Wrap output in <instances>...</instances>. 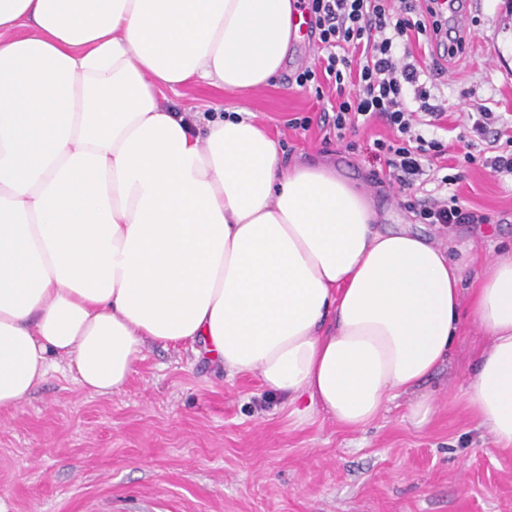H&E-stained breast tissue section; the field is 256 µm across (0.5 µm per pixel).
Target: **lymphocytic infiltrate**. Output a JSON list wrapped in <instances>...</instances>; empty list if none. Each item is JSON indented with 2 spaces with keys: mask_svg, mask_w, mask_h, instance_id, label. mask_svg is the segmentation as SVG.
Returning a JSON list of instances; mask_svg holds the SVG:
<instances>
[{
  "mask_svg": "<svg viewBox=\"0 0 512 512\" xmlns=\"http://www.w3.org/2000/svg\"><path fill=\"white\" fill-rule=\"evenodd\" d=\"M300 9L310 18V33L322 54L319 66L299 71L295 81L318 89L334 85L336 102L319 117L327 136L354 150L358 144L349 135L357 124L382 121L391 137L374 139L366 150L385 180L402 191L412 188L428 169L447 159L448 145L423 134L444 109L431 103L430 93L419 83L412 52L401 49V39L413 34L440 42L444 58L451 59L469 34L453 32L441 0H300ZM469 118L472 138L466 161L481 160L496 176L512 177V131L491 132L496 117L483 106ZM407 206L425 224L490 221L455 196L442 200L429 195Z\"/></svg>",
  "mask_w": 512,
  "mask_h": 512,
  "instance_id": "1",
  "label": "lymphocytic infiltrate"
}]
</instances>
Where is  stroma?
<instances>
[{
    "instance_id": "obj_1",
    "label": "stroma",
    "mask_w": 512,
    "mask_h": 512,
    "mask_svg": "<svg viewBox=\"0 0 512 512\" xmlns=\"http://www.w3.org/2000/svg\"><path fill=\"white\" fill-rule=\"evenodd\" d=\"M466 8L473 37L445 74L430 71L435 44L413 49L420 84L447 107L452 139L479 103L512 124V0ZM318 54L313 38H301L273 84L237 92L197 83L168 94V105L251 112L286 159L332 165L372 199L383 227L406 224L440 243L474 282L512 249V179L456 155L462 180L447 191L489 223H419L402 192L372 181L362 146L385 134L383 125L361 130L357 150L325 140L319 127H293L327 104L294 80ZM485 343L463 323L449 361L422 386L435 406L421 429L405 418V396L358 429L321 412L298 422L258 376L228 375L182 346L148 344L127 385L110 395L81 388L63 365L28 400L0 410V503L8 512H512V452L469 408L468 377Z\"/></svg>"
}]
</instances>
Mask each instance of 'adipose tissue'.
Wrapping results in <instances>:
<instances>
[{"mask_svg": "<svg viewBox=\"0 0 512 512\" xmlns=\"http://www.w3.org/2000/svg\"><path fill=\"white\" fill-rule=\"evenodd\" d=\"M297 0H0V409L67 363L123 389L146 343L203 344L290 413L349 429L445 362L462 316L486 336L473 416L512 449V252L464 275L326 164H286L223 105L197 124L166 91L255 90L283 69Z\"/></svg>", "mask_w": 512, "mask_h": 512, "instance_id": "adipose-tissue-1", "label": "adipose tissue"}]
</instances>
